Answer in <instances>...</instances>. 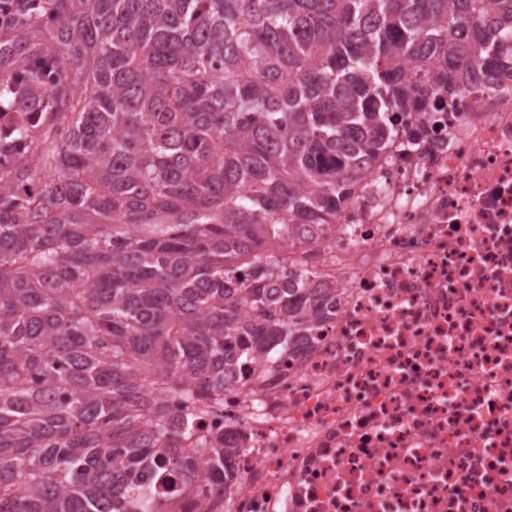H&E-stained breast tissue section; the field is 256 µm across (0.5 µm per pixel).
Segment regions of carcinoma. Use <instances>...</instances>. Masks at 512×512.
<instances>
[{"mask_svg":"<svg viewBox=\"0 0 512 512\" xmlns=\"http://www.w3.org/2000/svg\"><path fill=\"white\" fill-rule=\"evenodd\" d=\"M3 12L0 512H176L187 451L224 476L194 420L312 327L299 233H327L437 95L512 77V0Z\"/></svg>","mask_w":512,"mask_h":512,"instance_id":"cac0c4a2","label":"carcinoma"}]
</instances>
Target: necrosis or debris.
Here are the masks:
<instances>
[{
  "mask_svg": "<svg viewBox=\"0 0 512 512\" xmlns=\"http://www.w3.org/2000/svg\"><path fill=\"white\" fill-rule=\"evenodd\" d=\"M379 158L305 280L323 316L195 421L179 512H512V87Z\"/></svg>",
  "mask_w": 512,
  "mask_h": 512,
  "instance_id": "obj_1",
  "label": "necrosis or debris"
}]
</instances>
